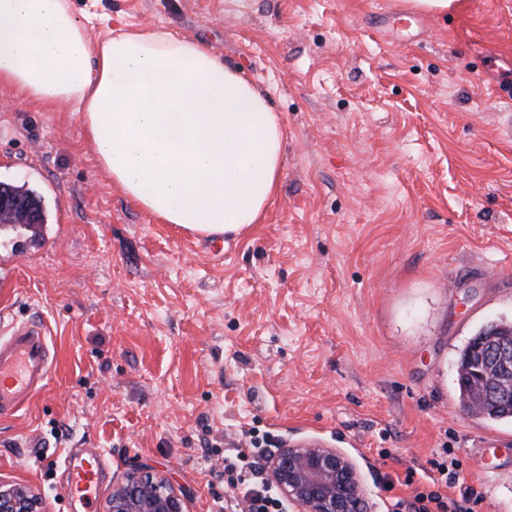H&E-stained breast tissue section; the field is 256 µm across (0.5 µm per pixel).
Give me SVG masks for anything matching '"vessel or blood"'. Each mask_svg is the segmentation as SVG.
<instances>
[{"instance_id": "b4317fda", "label": "vessel or blood", "mask_w": 512, "mask_h": 512, "mask_svg": "<svg viewBox=\"0 0 512 512\" xmlns=\"http://www.w3.org/2000/svg\"><path fill=\"white\" fill-rule=\"evenodd\" d=\"M52 369L46 326L38 320L0 319V416L16 413L47 384ZM110 471L103 449L83 453L68 468L71 500L90 512V493Z\"/></svg>"}]
</instances>
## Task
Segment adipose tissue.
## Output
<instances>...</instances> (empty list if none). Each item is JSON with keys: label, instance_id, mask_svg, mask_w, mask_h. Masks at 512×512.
I'll return each mask as SVG.
<instances>
[{"label": "adipose tissue", "instance_id": "obj_1", "mask_svg": "<svg viewBox=\"0 0 512 512\" xmlns=\"http://www.w3.org/2000/svg\"><path fill=\"white\" fill-rule=\"evenodd\" d=\"M2 88L80 113L98 164L161 223L238 235L278 192L280 116L199 41L159 29L95 40L70 0H0Z\"/></svg>", "mask_w": 512, "mask_h": 512}]
</instances>
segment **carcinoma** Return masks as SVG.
<instances>
[{
  "label": "carcinoma",
  "instance_id": "obj_1",
  "mask_svg": "<svg viewBox=\"0 0 512 512\" xmlns=\"http://www.w3.org/2000/svg\"><path fill=\"white\" fill-rule=\"evenodd\" d=\"M512 339V320L499 319L480 328L458 353L457 391L461 404L483 393L484 386L476 377L475 371L490 364L487 351L492 345ZM508 392L507 398L496 392ZM479 416L491 422H512V379L506 378L494 386V391L487 394L485 406Z\"/></svg>",
  "mask_w": 512,
  "mask_h": 512
}]
</instances>
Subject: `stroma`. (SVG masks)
<instances>
[{"mask_svg": "<svg viewBox=\"0 0 512 512\" xmlns=\"http://www.w3.org/2000/svg\"><path fill=\"white\" fill-rule=\"evenodd\" d=\"M94 31L162 27L266 91L287 131L262 223L162 224L112 184L79 113L0 89V181L43 200L38 242L0 231V313L38 319L50 379L0 416V479L71 512L64 460L102 448L187 512L235 491L248 431L356 463L375 512L451 449L477 512H512V423L465 410L457 353L512 319V0H72Z\"/></svg>", "mask_w": 512, "mask_h": 512, "instance_id": "obj_1", "label": "stroma"}]
</instances>
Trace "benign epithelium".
<instances>
[{
    "mask_svg": "<svg viewBox=\"0 0 512 512\" xmlns=\"http://www.w3.org/2000/svg\"><path fill=\"white\" fill-rule=\"evenodd\" d=\"M504 376L512 374V344L489 350ZM270 482L293 512H373L352 458L316 440L281 445L271 454ZM0 512H46L29 486L0 480ZM102 512H185V498L162 474H138L112 489Z\"/></svg>",
    "mask_w": 512,
    "mask_h": 512,
    "instance_id": "1",
    "label": "benign epithelium"
}]
</instances>
